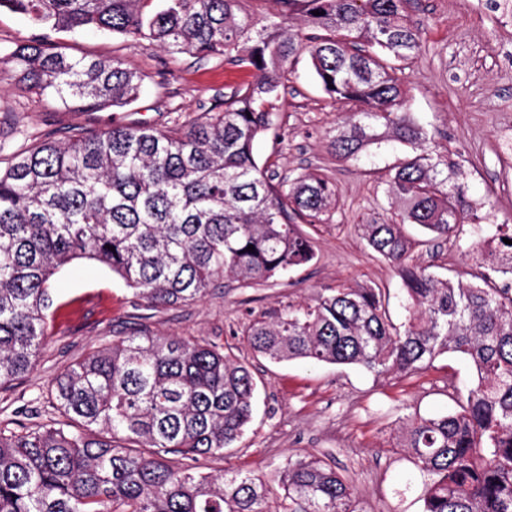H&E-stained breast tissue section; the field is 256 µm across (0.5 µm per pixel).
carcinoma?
Segmentation results:
<instances>
[{
	"instance_id": "carcinoma-1",
	"label": "carcinoma",
	"mask_w": 512,
	"mask_h": 512,
	"mask_svg": "<svg viewBox=\"0 0 512 512\" xmlns=\"http://www.w3.org/2000/svg\"><path fill=\"white\" fill-rule=\"evenodd\" d=\"M148 2L0 0L42 30L0 53V67L16 88L75 112L131 105L146 75L116 57H71L47 42L51 32L146 38L178 53L222 55L253 74L218 111L180 128L114 125L49 137L0 169V386L33 369L47 336L50 278L74 259L98 261L158 309L201 300L224 276L245 288L274 285L316 258L298 225L324 223L335 183L311 173L280 180L253 153L257 139L281 137L275 109L288 63L306 54L323 90L358 107L331 143L336 159L388 137L417 151L387 181L396 218L363 225L367 246L397 270L408 318L392 321L379 288L338 285L272 316H249L241 335L274 362L358 365L376 376L461 355L473 368L466 402L408 420L400 447L431 476L423 512H512L507 257L474 250L480 283L456 285L416 263L403 232L417 224L446 242L478 220L464 185L448 186L461 156L429 152L423 129L402 112L406 70L422 48L414 0H275L283 11L261 19L245 0H163L147 14ZM286 14L301 15L309 33L285 28ZM256 392L249 368L215 343L145 326L114 336L54 379L57 409L74 429L0 426V512H270L262 477L167 460L233 447ZM278 480L284 512H362L353 484L320 459L291 460Z\"/></svg>"
}]
</instances>
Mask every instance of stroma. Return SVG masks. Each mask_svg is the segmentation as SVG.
<instances>
[{
  "label": "stroma",
  "mask_w": 512,
  "mask_h": 512,
  "mask_svg": "<svg viewBox=\"0 0 512 512\" xmlns=\"http://www.w3.org/2000/svg\"><path fill=\"white\" fill-rule=\"evenodd\" d=\"M470 11V0H422L413 12L423 51L408 72L405 110L427 132L429 150L448 147L462 155L457 180L466 185L468 198L482 204L492 223L512 224V160L503 156L498 140L500 126L512 124V69L495 52L497 44L512 42V27L492 17L472 25ZM55 39L75 57L121 58L145 74L141 95L120 109L72 112L52 97L15 90L0 69V161L49 135L63 139L115 123L166 130L210 111L252 79L249 70L220 55L167 52L109 32L59 33ZM292 70L279 102L285 136L277 143L258 140L254 154L280 176L319 173L335 182L337 206L313 233L316 262L271 287L228 282L203 301L160 310L136 305L108 268L87 260L72 263L51 281L50 328L34 370L0 388V422L31 426L57 417L51 394L57 375L110 343L118 331L141 324L161 336H195L230 347L258 382L244 438L223 454L199 459L203 471L251 472L273 480L288 460L310 456L334 465L354 484L364 512H423L427 477L400 447L399 431L409 419L450 412L465 401L471 383L466 360L446 354L427 370L378 377L354 365L303 359L274 364L234 334L247 314L270 315L339 284L383 288L393 322L403 323L407 315L396 270L367 247L360 227L392 216L386 180L413 150L383 142L336 160L329 142L350 108L322 91L308 56L294 60ZM475 242L467 223L457 239L430 242L414 257L467 285L475 281Z\"/></svg>",
  "instance_id": "35a3bbf8"
}]
</instances>
